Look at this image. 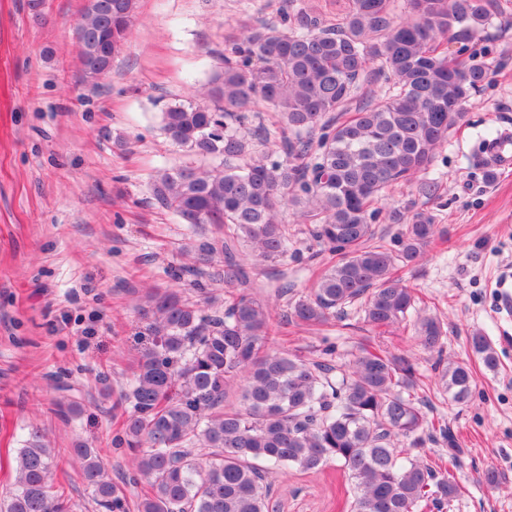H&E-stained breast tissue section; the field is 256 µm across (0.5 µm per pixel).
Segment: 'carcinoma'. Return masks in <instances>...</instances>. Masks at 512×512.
Instances as JSON below:
<instances>
[{
	"mask_svg": "<svg viewBox=\"0 0 512 512\" xmlns=\"http://www.w3.org/2000/svg\"><path fill=\"white\" fill-rule=\"evenodd\" d=\"M136 0H86L77 22L85 77L106 75L127 39ZM346 0L336 22L302 7L246 28L224 53L223 72L201 103L164 112L169 137L198 160L158 172L153 198L186 224H210L220 236L182 250L192 262L170 277L175 289H150L142 315L152 346L138 357L131 384L112 408L149 493L137 512H269L268 476L279 468L316 473L336 460L354 480L352 512H417L435 495L452 506L453 475L411 454L434 440L435 424L416 393L405 356L363 347L349 363L307 362L267 347L278 335L276 304L251 292L253 270L288 258L282 209L308 226L324 254L290 320L322 326L361 305L376 329L404 322L415 296L394 269L418 261L435 236V218L413 201L387 218L402 229L390 245L376 233V204L398 185L439 196L420 175L431 167L463 104L491 75L468 45L498 18L496 0ZM459 45L448 58V46ZM384 82V92L372 86ZM275 120L253 127L254 106ZM255 264H245L247 258ZM224 282V310L209 313L210 287ZM420 345L443 337L434 317L417 320ZM471 348L493 370L487 337ZM448 394L465 401L474 376L457 363L442 375ZM240 389L242 406L227 402ZM84 482L104 512H126L97 448L74 449ZM55 452L32 430L17 453L14 480L0 512H71L55 479Z\"/></svg>",
	"mask_w": 512,
	"mask_h": 512,
	"instance_id": "carcinoma-1",
	"label": "carcinoma"
}]
</instances>
